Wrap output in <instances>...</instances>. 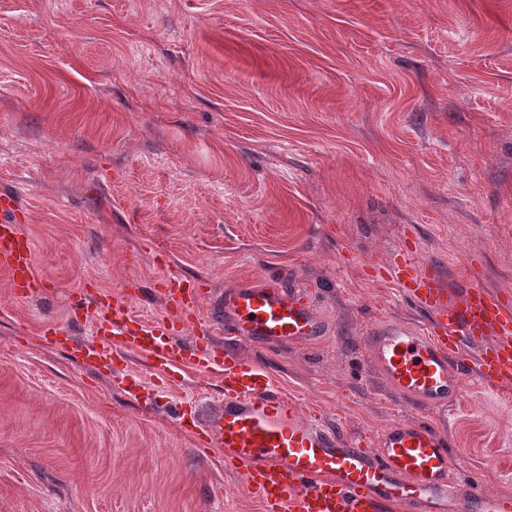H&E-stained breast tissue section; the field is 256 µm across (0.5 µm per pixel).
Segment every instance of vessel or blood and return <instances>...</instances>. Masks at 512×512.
Instances as JSON below:
<instances>
[{
	"label": "vessel or blood",
	"instance_id": "b4317fda",
	"mask_svg": "<svg viewBox=\"0 0 512 512\" xmlns=\"http://www.w3.org/2000/svg\"><path fill=\"white\" fill-rule=\"evenodd\" d=\"M18 198L0 194V270L15 297L38 295L44 280L34 269L33 243L22 230ZM405 296L428 313L426 328L394 319L365 332L371 362L401 401L443 410L457 399L468 375L491 386L512 382V298L470 279L450 298L436 271L416 269L409 256L393 265ZM164 284L170 314L147 323L131 317L132 293L107 302L108 318L93 340L67 347L79 364L109 369L129 357L149 361L157 380L169 385L181 371L200 382L221 373L218 408H170L189 421L200 447L214 448L225 466L239 472L265 512H448L449 500L464 512H512V497L490 493L470 478L454 475L450 443L438 426L396 422L376 436H348L306 416L300 404L275 385L265 368L241 359L210 337L194 345L179 340L197 320L193 288L177 276ZM230 339L265 344H309L325 334L315 298L283 278L224 295ZM476 344V359L463 354Z\"/></svg>",
	"mask_w": 512,
	"mask_h": 512
}]
</instances>
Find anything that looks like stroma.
Returning a JSON list of instances; mask_svg holds the SVG:
<instances>
[{"label":"stroma","mask_w":512,"mask_h":512,"mask_svg":"<svg viewBox=\"0 0 512 512\" xmlns=\"http://www.w3.org/2000/svg\"><path fill=\"white\" fill-rule=\"evenodd\" d=\"M17 193L42 295L0 270V512H264L170 416L195 374L132 399L45 324L88 337L69 298L160 281L227 290L287 274L314 344L250 345L307 415L352 433L441 422L452 464L512 497V385L466 380L448 412L399 402L364 333L416 311L410 249L451 295L512 293V0H0V192Z\"/></svg>","instance_id":"1"}]
</instances>
